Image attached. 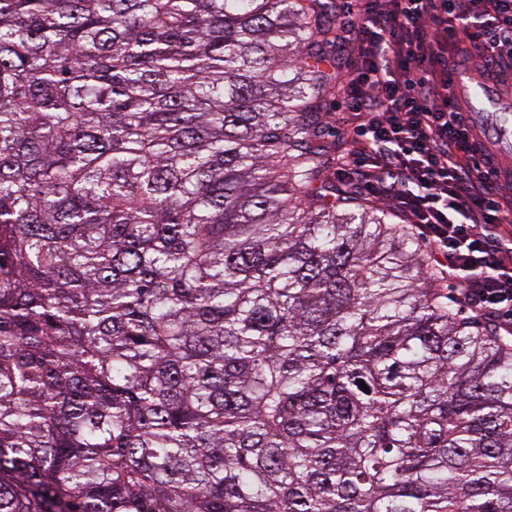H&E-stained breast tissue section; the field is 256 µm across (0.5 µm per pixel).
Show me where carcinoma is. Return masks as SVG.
<instances>
[{"instance_id": "carcinoma-1", "label": "carcinoma", "mask_w": 512, "mask_h": 512, "mask_svg": "<svg viewBox=\"0 0 512 512\" xmlns=\"http://www.w3.org/2000/svg\"><path fill=\"white\" fill-rule=\"evenodd\" d=\"M335 50V0H0V512H512V346L336 186Z\"/></svg>"}]
</instances>
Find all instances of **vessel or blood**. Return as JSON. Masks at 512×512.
Returning a JSON list of instances; mask_svg holds the SVG:
<instances>
[{"instance_id": "b4317fda", "label": "vessel or blood", "mask_w": 512, "mask_h": 512, "mask_svg": "<svg viewBox=\"0 0 512 512\" xmlns=\"http://www.w3.org/2000/svg\"><path fill=\"white\" fill-rule=\"evenodd\" d=\"M453 86L457 97L464 103V115L475 123L485 147L493 155L501 179L512 177V125L484 121V110L512 94L508 87L486 77H475L473 71L462 70L455 74Z\"/></svg>"}]
</instances>
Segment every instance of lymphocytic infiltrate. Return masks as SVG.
<instances>
[{
    "mask_svg": "<svg viewBox=\"0 0 512 512\" xmlns=\"http://www.w3.org/2000/svg\"><path fill=\"white\" fill-rule=\"evenodd\" d=\"M356 60L339 90L351 150L336 175L391 204L471 312L512 321V181L452 104L468 64L512 81V0H342Z\"/></svg>",
    "mask_w": 512,
    "mask_h": 512,
    "instance_id": "1",
    "label": "lymphocytic infiltrate"
}]
</instances>
